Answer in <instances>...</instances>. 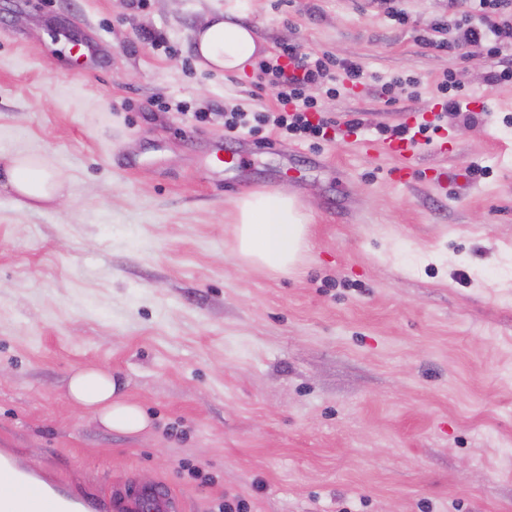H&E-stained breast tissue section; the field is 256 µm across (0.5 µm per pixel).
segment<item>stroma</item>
<instances>
[{
	"label": "stroma",
	"instance_id": "obj_1",
	"mask_svg": "<svg viewBox=\"0 0 512 512\" xmlns=\"http://www.w3.org/2000/svg\"><path fill=\"white\" fill-rule=\"evenodd\" d=\"M228 8L260 56L362 64L357 93L305 90L330 141L243 126L242 168L217 164L225 111L280 106L254 68L202 66L194 33ZM459 18L448 0H0V156L65 181L30 207L0 179V449L93 494L166 482L184 512H512V83L488 81L512 49L448 50ZM449 72L492 116L442 113L454 150L421 142L419 177L392 183L355 136L385 144ZM276 190L311 215L285 274L236 253L239 199ZM86 368L150 427L75 404Z\"/></svg>",
	"mask_w": 512,
	"mask_h": 512
}]
</instances>
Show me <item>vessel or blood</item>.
Wrapping results in <instances>:
<instances>
[{"label":"vessel or blood","mask_w":512,"mask_h":512,"mask_svg":"<svg viewBox=\"0 0 512 512\" xmlns=\"http://www.w3.org/2000/svg\"><path fill=\"white\" fill-rule=\"evenodd\" d=\"M386 151L399 159L389 171L392 181L402 183L414 175L416 143L397 139ZM0 482L7 486L0 493V512H182L181 502L165 484L127 483L95 496H81L63 484L48 482L40 465L18 463L8 454L0 456Z\"/></svg>","instance_id":"obj_1"}]
</instances>
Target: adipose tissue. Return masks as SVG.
I'll use <instances>...</instances> for the list:
<instances>
[{
  "instance_id": "1",
  "label": "adipose tissue",
  "mask_w": 512,
  "mask_h": 512,
  "mask_svg": "<svg viewBox=\"0 0 512 512\" xmlns=\"http://www.w3.org/2000/svg\"><path fill=\"white\" fill-rule=\"evenodd\" d=\"M258 49L253 27L219 16L208 18L195 37L197 54L211 68L231 74L250 66ZM4 162L8 185L28 203L62 196V178L37 166L32 157L9 155ZM308 219V213L287 192L248 193L239 202L236 232L240 258L273 272H288L308 248ZM69 394L80 407L93 411L107 428L136 432L148 424L141 409L124 399L121 382L110 372L77 371L70 380Z\"/></svg>"
}]
</instances>
